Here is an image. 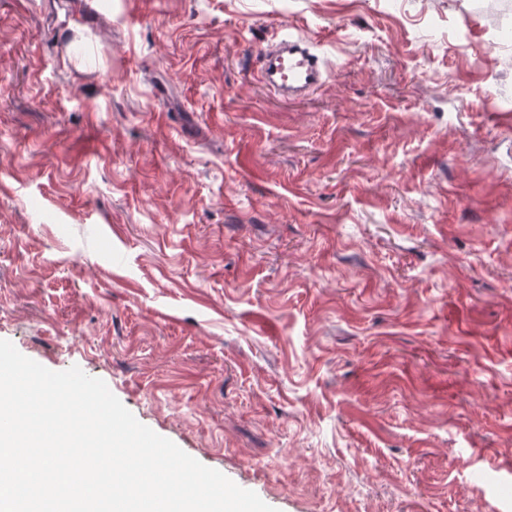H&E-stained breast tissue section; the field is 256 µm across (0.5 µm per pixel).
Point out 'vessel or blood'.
<instances>
[{
	"label": "vessel or blood",
	"instance_id": "obj_1",
	"mask_svg": "<svg viewBox=\"0 0 512 512\" xmlns=\"http://www.w3.org/2000/svg\"><path fill=\"white\" fill-rule=\"evenodd\" d=\"M96 0H72L73 24L92 27L97 23ZM324 61L308 41L294 34L273 32L262 52L259 79L281 95L294 98L321 84Z\"/></svg>",
	"mask_w": 512,
	"mask_h": 512
}]
</instances>
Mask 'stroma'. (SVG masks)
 I'll return each instance as SVG.
<instances>
[{
	"label": "stroma",
	"instance_id": "35a3bbf8",
	"mask_svg": "<svg viewBox=\"0 0 512 512\" xmlns=\"http://www.w3.org/2000/svg\"><path fill=\"white\" fill-rule=\"evenodd\" d=\"M55 2L0 0V339L277 512H512V9L99 0L61 55ZM261 56L259 79L281 96L305 95L323 81L324 61L302 36L273 31Z\"/></svg>",
	"mask_w": 512,
	"mask_h": 512
}]
</instances>
